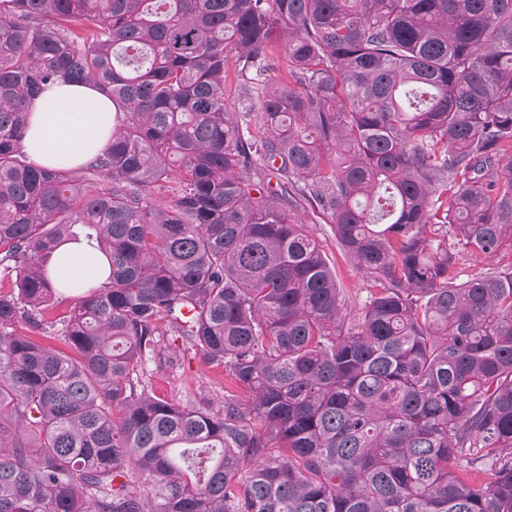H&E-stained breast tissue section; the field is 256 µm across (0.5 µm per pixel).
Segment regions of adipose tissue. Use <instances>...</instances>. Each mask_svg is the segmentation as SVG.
Returning a JSON list of instances; mask_svg holds the SVG:
<instances>
[{
  "instance_id": "adipose-tissue-1",
  "label": "adipose tissue",
  "mask_w": 512,
  "mask_h": 512,
  "mask_svg": "<svg viewBox=\"0 0 512 512\" xmlns=\"http://www.w3.org/2000/svg\"><path fill=\"white\" fill-rule=\"evenodd\" d=\"M112 118L111 102L95 86L59 81L31 106L24 144L34 163L75 170L105 149ZM48 274L69 291L96 287L106 281L108 263L95 245L72 241L56 249Z\"/></svg>"
}]
</instances>
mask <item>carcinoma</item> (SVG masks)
Returning <instances> with one entry per match:
<instances>
[{
    "label": "carcinoma",
    "mask_w": 512,
    "mask_h": 512,
    "mask_svg": "<svg viewBox=\"0 0 512 512\" xmlns=\"http://www.w3.org/2000/svg\"><path fill=\"white\" fill-rule=\"evenodd\" d=\"M58 78L116 112L77 171L23 145ZM509 151L512 0H0V512H512V271L458 281ZM81 236L110 273L51 329ZM166 336L246 399L148 390ZM297 213L309 224L311 231L321 243L324 251L335 265L337 277L349 295L348 305L351 307L352 313L359 311L366 299L369 284L364 280L361 274L354 267L349 256L336 246V239L331 230L330 224L315 223L313 224L302 210Z\"/></svg>",
    "instance_id": "obj_1"
}]
</instances>
